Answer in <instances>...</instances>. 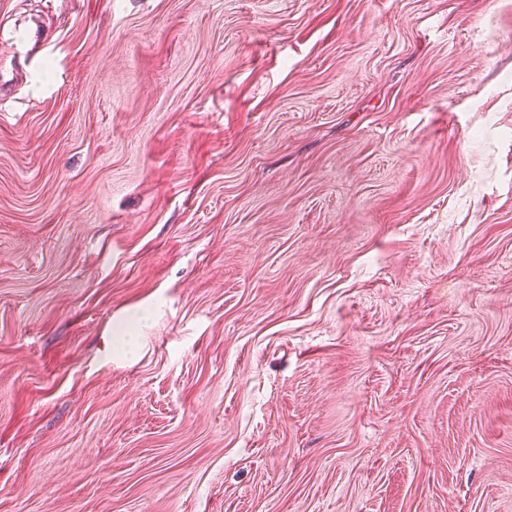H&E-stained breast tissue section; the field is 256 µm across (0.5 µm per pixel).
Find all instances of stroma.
Segmentation results:
<instances>
[{"mask_svg": "<svg viewBox=\"0 0 512 512\" xmlns=\"http://www.w3.org/2000/svg\"><path fill=\"white\" fill-rule=\"evenodd\" d=\"M0 512H512V0H0Z\"/></svg>", "mask_w": 512, "mask_h": 512, "instance_id": "35a3bbf8", "label": "stroma"}]
</instances>
